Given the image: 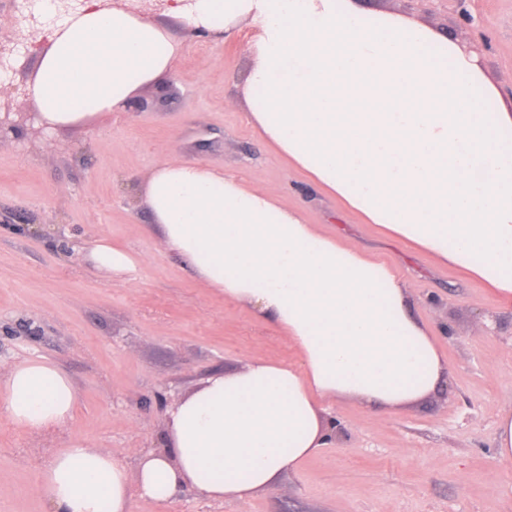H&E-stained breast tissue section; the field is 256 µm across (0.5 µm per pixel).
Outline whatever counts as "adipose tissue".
Instances as JSON below:
<instances>
[{
  "label": "adipose tissue",
  "instance_id": "adipose-tissue-1",
  "mask_svg": "<svg viewBox=\"0 0 512 512\" xmlns=\"http://www.w3.org/2000/svg\"><path fill=\"white\" fill-rule=\"evenodd\" d=\"M165 10L214 35L250 21L249 123L365 223L485 282L512 311V108L487 111L497 89L457 42L353 0H166ZM176 53L165 26L87 0L49 35L29 93L48 128L76 126L125 111ZM142 201L165 247L226 299L272 319L299 359L210 376L169 408L171 454L148 451L135 471L78 439L54 452L38 483L52 512H130L133 497L180 492L247 500L332 442L327 405L400 412L443 379L387 261L198 163L157 164ZM77 399L45 360L0 378V409L33 432L65 424Z\"/></svg>",
  "mask_w": 512,
  "mask_h": 512
}]
</instances>
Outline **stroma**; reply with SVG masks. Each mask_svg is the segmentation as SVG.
<instances>
[{"label": "stroma", "mask_w": 512, "mask_h": 512, "mask_svg": "<svg viewBox=\"0 0 512 512\" xmlns=\"http://www.w3.org/2000/svg\"><path fill=\"white\" fill-rule=\"evenodd\" d=\"M0 0V94L9 112L33 109L28 83L42 21L14 25ZM373 13L418 20L459 40L504 101L512 100V0H360ZM180 43L166 76L143 87L141 112H112L44 135L37 125L0 141V374L34 358L74 383L72 418L44 434L0 411V512H50L37 491L48 455L82 440L127 468L164 449L167 406L216 373L256 358L295 362L274 322L225 300L165 248L139 191L164 159L235 173L307 223L388 260L406 279L411 311L448 366L442 386L404 412L351 401L330 414L342 426L277 485L243 502L179 493L134 498L132 512H512V470L495 463L500 413L512 406V313L485 285L363 223L294 169L245 118L249 27L213 39L173 25ZM133 256L136 279L95 266L99 237Z\"/></svg>", "instance_id": "1"}]
</instances>
